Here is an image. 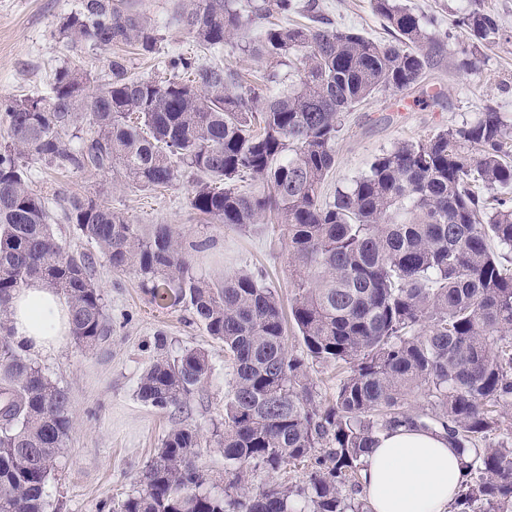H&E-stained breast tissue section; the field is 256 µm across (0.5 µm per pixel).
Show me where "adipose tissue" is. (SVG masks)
Instances as JSON below:
<instances>
[{"mask_svg": "<svg viewBox=\"0 0 512 512\" xmlns=\"http://www.w3.org/2000/svg\"><path fill=\"white\" fill-rule=\"evenodd\" d=\"M11 311L12 338L30 354L54 353L69 337L66 300L41 283L17 294ZM463 479L462 452L448 438L402 426L378 436L362 491L371 512H448Z\"/></svg>", "mask_w": 512, "mask_h": 512, "instance_id": "ef3b65f1", "label": "adipose tissue"}]
</instances>
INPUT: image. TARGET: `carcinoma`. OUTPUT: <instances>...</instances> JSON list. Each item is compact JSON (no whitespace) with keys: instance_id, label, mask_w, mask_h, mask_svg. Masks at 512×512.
I'll use <instances>...</instances> for the list:
<instances>
[{"instance_id":"carcinoma-1","label":"carcinoma","mask_w":512,"mask_h":512,"mask_svg":"<svg viewBox=\"0 0 512 512\" xmlns=\"http://www.w3.org/2000/svg\"><path fill=\"white\" fill-rule=\"evenodd\" d=\"M296 9L295 0H178L174 20L203 50L267 23L244 47L265 67L247 84L233 66L182 55L165 61L167 76L134 75L121 48L158 54L157 26L126 0H81L59 34L76 50L109 53L101 81L66 65L47 94L0 101V512H47L46 484L73 429L67 389L11 338L13 296L35 281L62 294L84 352L112 335L94 260L55 237L29 160L110 172L138 190L167 188L188 170L199 216L242 228L274 212L285 240L299 354L277 289L246 271L206 280L192 263L199 245L183 246L170 225L146 230L106 198L56 193L64 220L112 271L135 273L154 307L189 310L233 364L218 439L224 494L196 464L198 432L176 427L119 512H371L346 490H360L375 436L403 424L462 450L453 512H512V441H489L512 413V124L487 104L461 127L399 143L324 198L345 112L419 84L442 41L399 0H373L388 42L274 22ZM459 23L478 44L500 32L480 0ZM166 347L157 333L137 396L180 410L211 359ZM329 363L346 370L324 402L310 369ZM297 460L310 465L304 483L258 481Z\"/></svg>"}]
</instances>
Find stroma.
<instances>
[{
    "instance_id": "stroma-1",
    "label": "stroma",
    "mask_w": 512,
    "mask_h": 512,
    "mask_svg": "<svg viewBox=\"0 0 512 512\" xmlns=\"http://www.w3.org/2000/svg\"><path fill=\"white\" fill-rule=\"evenodd\" d=\"M79 0H0V99H20L43 93L54 72L80 65L103 77L106 52L69 51L59 36L60 19ZM159 29L163 54L198 57L201 64L232 65L258 80L262 64L244 47L257 33L245 28L238 39L216 52L200 51L194 39L172 18L176 0H136ZM319 17L341 30L355 29L385 40L389 33L370 0H318ZM425 23L442 34L443 49L424 82L403 92H381L352 108L336 138V164L328 181L336 188L365 172L371 160L404 140L416 141L474 120L490 104L512 121V0H482L500 20L501 36L494 43L471 46L458 19L470 0H403ZM473 48L474 72L459 70L463 49ZM34 189L51 197L56 190L69 195L101 196L131 223L171 225L184 241L199 243L194 252L196 272L217 281L240 270L253 273L289 300V271L280 230L269 224L242 229L210 224L188 204L192 177L183 173L177 184L159 190H137L113 181L110 174L58 173L39 161L28 164ZM95 280L102 288L112 334L91 354L73 342L55 353L37 356L44 372L70 396L74 426L68 446L50 477L46 494L49 512H116L134 493L137 477L174 427L189 426L202 438L198 466L212 478L215 492L224 489V453L215 441L222 433L224 403L232 365L222 342L204 335L185 308L155 309L131 273H113L103 256H96ZM165 332L170 354L187 348L205 349L212 373L173 414L144 405L136 396L142 373L157 356L156 332Z\"/></svg>"
}]
</instances>
